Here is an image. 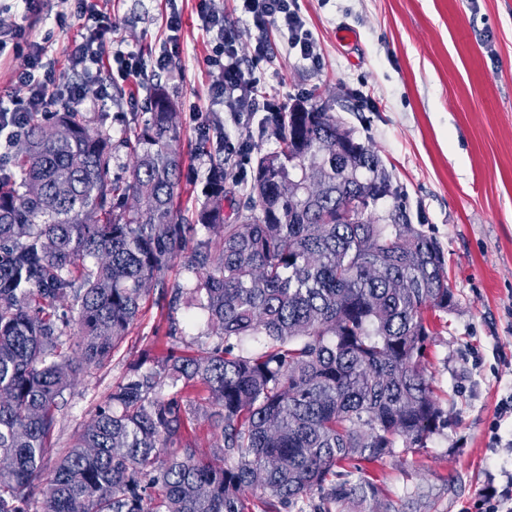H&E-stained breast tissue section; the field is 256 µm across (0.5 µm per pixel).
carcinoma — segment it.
I'll use <instances>...</instances> for the list:
<instances>
[{
  "label": "carcinoma",
  "mask_w": 512,
  "mask_h": 512,
  "mask_svg": "<svg viewBox=\"0 0 512 512\" xmlns=\"http://www.w3.org/2000/svg\"><path fill=\"white\" fill-rule=\"evenodd\" d=\"M313 98L263 118L278 147L255 158L246 210L224 217L217 159L190 223L163 88L123 181L106 129L72 108L28 116L0 177V512H389L367 465L448 425L427 350L454 293L405 209L374 215L398 196L380 158ZM354 198L357 224L342 217ZM192 239L189 282L171 286ZM154 288L191 295L218 342L131 366L48 468L63 393L111 360ZM193 393L222 466L196 446Z\"/></svg>",
  "instance_id": "obj_1"
}]
</instances>
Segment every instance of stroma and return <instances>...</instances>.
<instances>
[{
	"label": "stroma",
	"instance_id": "stroma-1",
	"mask_svg": "<svg viewBox=\"0 0 512 512\" xmlns=\"http://www.w3.org/2000/svg\"><path fill=\"white\" fill-rule=\"evenodd\" d=\"M226 26L240 35L239 53L260 83L262 97L285 105L316 94L318 106L350 128L389 171L415 228L433 238L448 261L454 303L438 323L429 370L448 426L425 447L396 449L371 467L383 501L397 512H477L490 476L512 469V455L491 453L492 434L512 439V417L496 419L512 395V0H299L300 14L320 48L310 68L287 52L276 30L268 52L254 61L256 35L235 0H215ZM180 54L168 70L153 61L166 38L162 0H103L109 36L146 66L135 81L117 82L108 100L88 90L78 108L112 135V175L128 177L127 139L149 116L150 90L163 86L179 112L183 156L180 208L188 216L203 199L211 156L199 149L190 119L210 102L215 74L197 0H183ZM353 43L338 39L343 28ZM24 29L46 48L60 81L71 73L69 45L89 36L79 0H44L39 14L0 0V31ZM264 108L237 116L217 110L231 138L249 136L250 156L274 151L260 135ZM188 301L169 308L151 290L119 352L104 367L81 371L65 391L51 443L70 445L82 424L147 351L161 352L170 320L180 347L207 342L204 320L189 323Z\"/></svg>",
	"mask_w": 512,
	"mask_h": 512
}]
</instances>
